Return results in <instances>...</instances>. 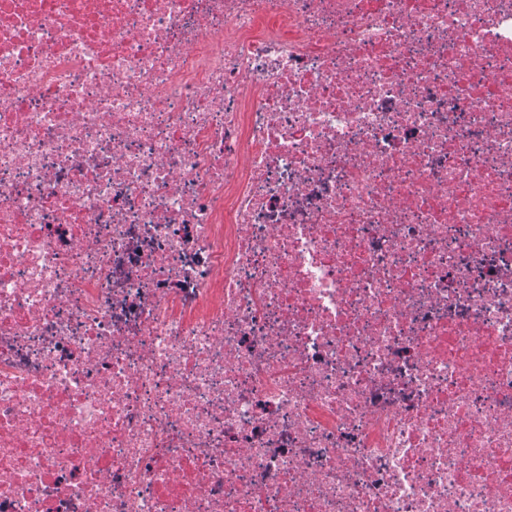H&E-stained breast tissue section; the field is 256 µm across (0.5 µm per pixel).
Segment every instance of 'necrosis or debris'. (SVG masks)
Instances as JSON below:
<instances>
[{
    "label": "necrosis or debris",
    "mask_w": 512,
    "mask_h": 512,
    "mask_svg": "<svg viewBox=\"0 0 512 512\" xmlns=\"http://www.w3.org/2000/svg\"><path fill=\"white\" fill-rule=\"evenodd\" d=\"M0 512H512V0H0Z\"/></svg>",
    "instance_id": "obj_1"
}]
</instances>
